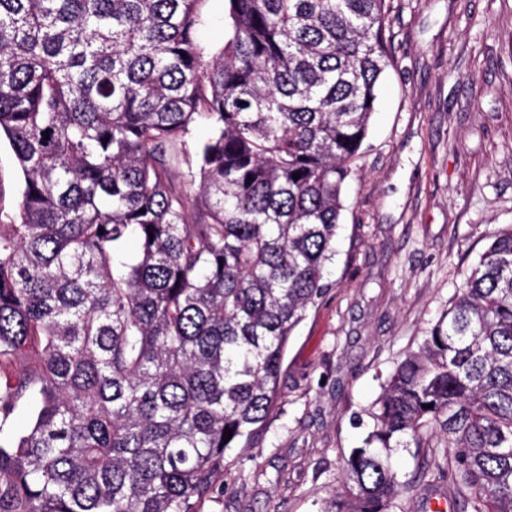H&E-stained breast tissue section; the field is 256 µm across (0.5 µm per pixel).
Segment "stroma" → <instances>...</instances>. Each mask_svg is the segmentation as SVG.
<instances>
[{
    "label": "stroma",
    "mask_w": 512,
    "mask_h": 512,
    "mask_svg": "<svg viewBox=\"0 0 512 512\" xmlns=\"http://www.w3.org/2000/svg\"><path fill=\"white\" fill-rule=\"evenodd\" d=\"M389 5L394 63L343 188L331 288L290 338L260 447L228 456L200 512H324L384 381L512 226V0ZM197 34L221 51L225 0H203Z\"/></svg>",
    "instance_id": "stroma-1"
}]
</instances>
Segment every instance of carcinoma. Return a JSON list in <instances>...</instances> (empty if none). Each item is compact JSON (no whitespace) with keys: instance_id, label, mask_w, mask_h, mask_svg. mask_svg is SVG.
<instances>
[{"instance_id":"cac0c4a2","label":"carcinoma","mask_w":512,"mask_h":512,"mask_svg":"<svg viewBox=\"0 0 512 512\" xmlns=\"http://www.w3.org/2000/svg\"><path fill=\"white\" fill-rule=\"evenodd\" d=\"M201 2L0 0L23 177L0 212V512H197L258 447L329 291L388 0H227L209 60ZM367 416L326 512H396L421 479L458 512H512V227ZM394 448L435 470L401 479Z\"/></svg>"}]
</instances>
